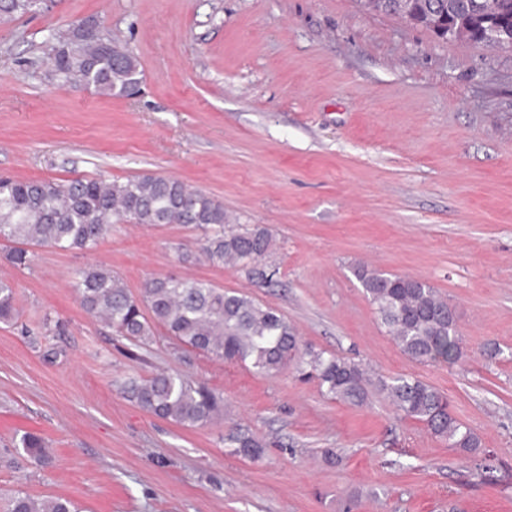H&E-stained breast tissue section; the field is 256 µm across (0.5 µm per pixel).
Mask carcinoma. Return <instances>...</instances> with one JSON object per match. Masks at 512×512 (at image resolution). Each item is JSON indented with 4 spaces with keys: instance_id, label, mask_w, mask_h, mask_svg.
Here are the masks:
<instances>
[{
    "instance_id": "carcinoma-1",
    "label": "carcinoma",
    "mask_w": 512,
    "mask_h": 512,
    "mask_svg": "<svg viewBox=\"0 0 512 512\" xmlns=\"http://www.w3.org/2000/svg\"><path fill=\"white\" fill-rule=\"evenodd\" d=\"M39 0H0V15L31 11ZM407 8L413 24L437 37L483 46L482 31L498 27L502 48L512 49V0H413ZM49 55L55 75L69 87L124 97L142 79L137 58L118 40L89 37L71 26L52 38ZM191 224L203 232L195 251L177 247L184 263L204 260L220 267L229 263L258 282L275 272L263 265L271 234L263 226L224 231V206L206 193L163 175L105 178L16 180L0 177V240L12 244L7 261L16 268L31 265L35 247L66 251L95 249L112 225ZM353 274L375 306L382 324L400 350L420 362L457 363L464 354L454 309L428 282L358 265ZM75 288L81 307L131 344L147 346L164 334L186 352L250 365L263 376L291 368L297 377L314 380L330 398L362 406L378 395L400 415L414 419L450 447L480 459L478 469L491 474L480 437L457 420L448 397L417 378L370 377L359 362L325 354L301 344L295 326L277 309L254 297L188 278H152L133 295L123 280L103 266L78 270ZM16 292L0 276V320L16 312ZM128 400L152 416L183 427H201L218 416L224 397L182 374L158 371L129 377L118 384ZM233 453L257 460L263 444L248 432L229 436ZM23 452L36 461L46 458L43 440L27 433ZM6 512H76L62 497L38 499L19 492Z\"/></svg>"
}]
</instances>
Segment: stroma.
I'll list each match as a JSON object with an SVG mask.
<instances>
[{
  "mask_svg": "<svg viewBox=\"0 0 512 512\" xmlns=\"http://www.w3.org/2000/svg\"><path fill=\"white\" fill-rule=\"evenodd\" d=\"M82 19L140 61L138 94L61 86L50 40ZM144 174L268 227L274 283L181 262L176 245L199 236L184 224H116L94 250L39 247L24 269L0 241L19 309L0 322V512L18 491L79 512H512V474L482 480L386 400L341 403L292 372L263 377L166 336L134 347L72 286L101 264L135 294L166 276L246 293L302 343L447 394L512 471V50L446 42L358 0H43L0 24V176ZM359 262L437 288L465 357L406 356L353 275ZM47 316L65 335H45ZM158 368L222 393L223 413L186 428L119 393ZM238 431L262 441L260 459L232 454ZM27 432L46 461L23 453Z\"/></svg>",
  "mask_w": 512,
  "mask_h": 512,
  "instance_id": "1",
  "label": "stroma"
}]
</instances>
